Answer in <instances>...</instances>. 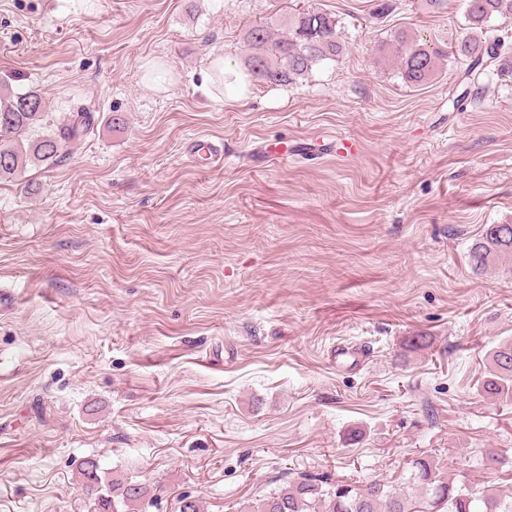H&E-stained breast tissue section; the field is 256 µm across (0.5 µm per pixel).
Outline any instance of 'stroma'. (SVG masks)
<instances>
[{"label":"stroma","instance_id":"obj_1","mask_svg":"<svg viewBox=\"0 0 512 512\" xmlns=\"http://www.w3.org/2000/svg\"><path fill=\"white\" fill-rule=\"evenodd\" d=\"M375 4L0 0V84L59 126L95 115L55 164L0 181V512H97L85 458L155 486L148 512L186 494L241 512L292 472L399 483L429 454L480 481L481 451L512 452V403L477 392L512 338V264L468 258L512 224V72L465 91L450 62L409 87L376 46L403 28L450 49L464 2ZM299 6L339 17L338 61L204 94L215 57L246 66L247 31ZM334 135L359 154L324 151ZM203 136L223 165L188 160Z\"/></svg>","mask_w":512,"mask_h":512}]
</instances>
